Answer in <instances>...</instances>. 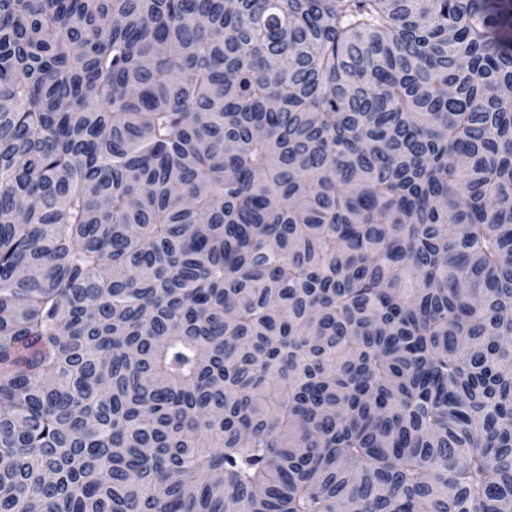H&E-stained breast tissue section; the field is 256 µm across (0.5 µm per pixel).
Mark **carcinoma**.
<instances>
[{
    "label": "carcinoma",
    "mask_w": 512,
    "mask_h": 512,
    "mask_svg": "<svg viewBox=\"0 0 512 512\" xmlns=\"http://www.w3.org/2000/svg\"><path fill=\"white\" fill-rule=\"evenodd\" d=\"M512 512V0H0V512Z\"/></svg>",
    "instance_id": "cac0c4a2"
}]
</instances>
